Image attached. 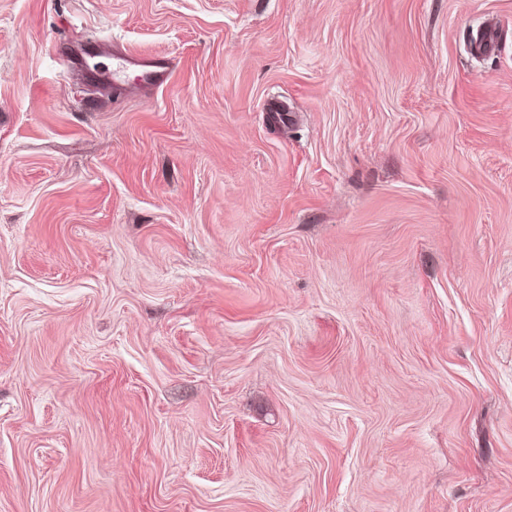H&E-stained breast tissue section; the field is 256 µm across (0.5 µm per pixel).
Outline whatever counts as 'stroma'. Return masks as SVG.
I'll list each match as a JSON object with an SVG mask.
<instances>
[{"instance_id": "35a3bbf8", "label": "stroma", "mask_w": 512, "mask_h": 512, "mask_svg": "<svg viewBox=\"0 0 512 512\" xmlns=\"http://www.w3.org/2000/svg\"><path fill=\"white\" fill-rule=\"evenodd\" d=\"M0 512H512V0H0ZM112 55L116 57L119 69L132 65L140 67L142 74L139 88L144 91L159 88L167 81L169 61L164 57L132 59L121 51H113Z\"/></svg>"}]
</instances>
